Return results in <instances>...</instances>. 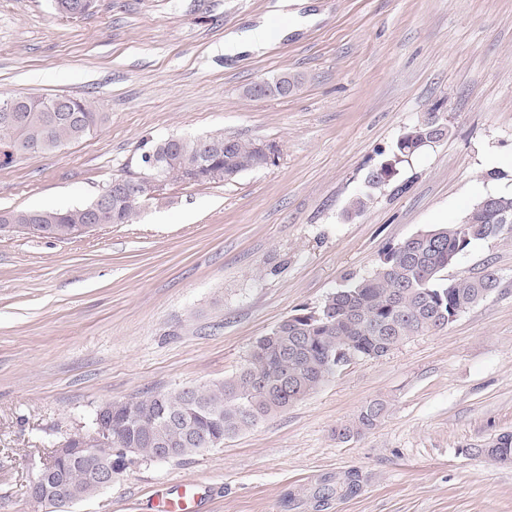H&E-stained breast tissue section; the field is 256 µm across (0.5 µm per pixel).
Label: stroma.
Here are the masks:
<instances>
[{
  "label": "stroma",
  "instance_id": "1",
  "mask_svg": "<svg viewBox=\"0 0 512 512\" xmlns=\"http://www.w3.org/2000/svg\"><path fill=\"white\" fill-rule=\"evenodd\" d=\"M261 23L262 52L225 55L227 34ZM285 73L302 77L292 95L246 96ZM2 94L109 115L0 168L2 212L91 203L139 173L146 139L221 134L276 153L230 181L165 183L130 224L0 232V512H50L28 496L34 473L101 404L232 376L386 247L512 195V0H96L77 19L0 0ZM430 112L449 135L349 211ZM485 266L498 288L448 328L353 362L220 448L138 459L68 512H154L178 485L197 512H512V465L472 453L512 433V237L473 243L460 269ZM379 397L380 424L337 439Z\"/></svg>",
  "mask_w": 512,
  "mask_h": 512
}]
</instances>
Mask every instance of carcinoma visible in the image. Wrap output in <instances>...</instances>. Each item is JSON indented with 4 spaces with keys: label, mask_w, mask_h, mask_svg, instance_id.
Here are the masks:
<instances>
[{
    "label": "carcinoma",
    "mask_w": 512,
    "mask_h": 512,
    "mask_svg": "<svg viewBox=\"0 0 512 512\" xmlns=\"http://www.w3.org/2000/svg\"><path fill=\"white\" fill-rule=\"evenodd\" d=\"M47 102L43 96L25 97L18 104L23 122L14 134L5 132L6 113L0 111V167L15 161L6 151L8 137L25 148L31 145L52 154L108 120L84 99L59 96L55 104ZM433 116L430 112L409 127L388 158L368 171L366 191L352 200L350 210L362 211L371 190L390 182L399 164L432 142L437 134ZM151 156L163 163L164 180L196 184L234 178L263 164L257 143L222 135L168 138L149 146L141 159ZM145 199L136 190L124 192L115 201L111 223L132 222ZM95 206L12 210L5 215L18 232L42 228L59 240L75 235ZM505 216L511 221H504ZM505 235H512V195H494L491 204H474L456 224L422 230L388 246L368 276L337 289L316 308L299 309L260 337L234 375L112 405V443L101 445L96 453L120 471L134 458H154L164 448L174 459L206 446L219 448L224 439L315 392L333 375L325 366L328 357L338 363L352 350L361 359H380L406 339L447 328L499 285L497 273L488 267L452 277L448 270L459 266L472 243ZM387 409L384 398L366 402L352 420L336 428V436L345 440L374 429ZM504 448L512 452L511 433L500 436L492 452L478 448L476 454L494 463H512L502 456ZM58 470L69 502L99 491L81 469L61 462Z\"/></svg>",
    "instance_id": "obj_1"
}]
</instances>
